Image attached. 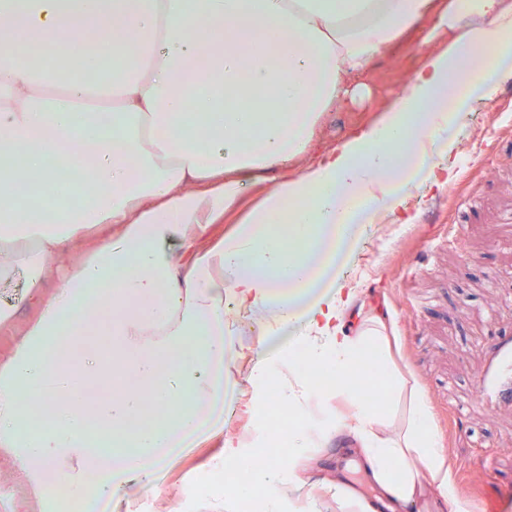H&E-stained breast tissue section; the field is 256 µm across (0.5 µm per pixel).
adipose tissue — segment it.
I'll list each match as a JSON object with an SVG mask.
<instances>
[{"mask_svg": "<svg viewBox=\"0 0 512 512\" xmlns=\"http://www.w3.org/2000/svg\"><path fill=\"white\" fill-rule=\"evenodd\" d=\"M0 484L16 512L121 508L150 491L166 451L200 428L227 461L213 405L228 382L264 407L278 385L295 425L287 473L267 468V512H314L299 469L350 435L389 512H468L423 389L400 372L391 318L331 272L368 224H408V198L458 177L472 101L512 81V0H0ZM417 68L389 94L368 76L405 45ZM52 55H42L41 46ZM97 83L59 81L77 67ZM112 105V120L78 107ZM366 121L315 151L327 113ZM80 154L81 204L61 161ZM49 187L34 208L17 183ZM119 360L89 345L96 326ZM249 342L247 370L235 349ZM370 357L390 400L375 408L354 367ZM329 365L317 387L308 372ZM104 424L116 452L93 450ZM27 286L28 278L23 271L0 278V309L21 304Z\"/></svg>", "mask_w": 512, "mask_h": 512, "instance_id": "ef3b65f1", "label": "adipose tissue"}]
</instances>
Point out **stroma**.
I'll return each mask as SVG.
<instances>
[{"label": "stroma", "mask_w": 512, "mask_h": 512, "mask_svg": "<svg viewBox=\"0 0 512 512\" xmlns=\"http://www.w3.org/2000/svg\"><path fill=\"white\" fill-rule=\"evenodd\" d=\"M418 62L401 48L370 81L390 90ZM496 101L493 109L482 99L471 106L457 182L412 200L411 223L367 226L359 255L339 270L392 316L396 362L423 388L471 512H512V405L475 397L497 345L512 342V83ZM345 445L337 436L318 449L306 475L319 512H338L331 484L339 476L361 499L377 495ZM208 454L196 444L169 464L186 485L182 512H235L236 487L215 494L213 477L202 474Z\"/></svg>", "instance_id": "obj_1"}]
</instances>
